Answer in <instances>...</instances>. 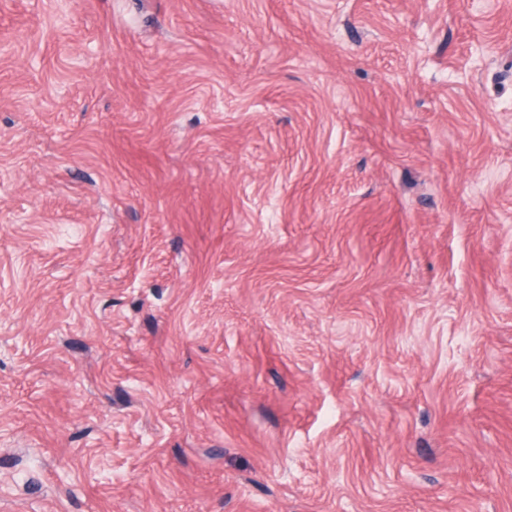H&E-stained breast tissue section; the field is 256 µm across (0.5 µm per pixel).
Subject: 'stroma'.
<instances>
[{"label": "stroma", "mask_w": 512, "mask_h": 512, "mask_svg": "<svg viewBox=\"0 0 512 512\" xmlns=\"http://www.w3.org/2000/svg\"><path fill=\"white\" fill-rule=\"evenodd\" d=\"M0 512H512V0H0Z\"/></svg>", "instance_id": "stroma-1"}]
</instances>
